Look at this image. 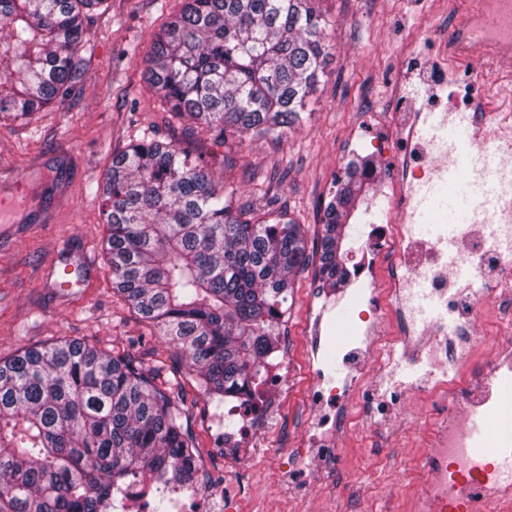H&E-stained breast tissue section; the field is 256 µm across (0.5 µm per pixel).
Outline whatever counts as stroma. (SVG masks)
Returning a JSON list of instances; mask_svg holds the SVG:
<instances>
[{
  "instance_id": "1",
  "label": "stroma",
  "mask_w": 512,
  "mask_h": 512,
  "mask_svg": "<svg viewBox=\"0 0 512 512\" xmlns=\"http://www.w3.org/2000/svg\"><path fill=\"white\" fill-rule=\"evenodd\" d=\"M182 0H108L93 16L80 52L83 78L59 102L27 124L0 123V171L21 181L14 212L0 220V358L60 339L109 352H128L157 369L195 446L203 478L237 490L236 512H402L419 475V458L443 415L429 399L410 398L388 425L350 408L334 463L311 467L316 442L308 404L305 336L312 307L329 303L338 326L357 322L359 309L343 289L323 286L314 268L296 274L277 326L288 343L290 373L277 429L259 427L246 459L217 455L209 433L214 400L198 388L187 363L115 294L106 267L98 183L115 153L149 137L172 141L221 168L253 211H286L315 238L329 197L359 153L400 139L378 92L393 85L426 126L451 112L512 107V78L499 62L474 53L448 55V36L464 21L462 0H319L333 50L319 75L300 126L279 140L214 144L188 121L174 118L145 80L150 37ZM473 69L472 78L464 70ZM82 263L84 286L58 288L64 264ZM310 469L314 487L300 495L295 473Z\"/></svg>"
}]
</instances>
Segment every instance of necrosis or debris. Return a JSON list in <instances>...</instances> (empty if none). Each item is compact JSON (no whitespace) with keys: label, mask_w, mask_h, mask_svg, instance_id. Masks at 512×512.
Instances as JSON below:
<instances>
[{"label":"necrosis or debris","mask_w":512,"mask_h":512,"mask_svg":"<svg viewBox=\"0 0 512 512\" xmlns=\"http://www.w3.org/2000/svg\"><path fill=\"white\" fill-rule=\"evenodd\" d=\"M468 119L475 161L464 179L475 194L467 216L449 225L446 213L433 217L430 237H418L410 221L415 195L439 178L444 160L455 159L457 141L426 137L425 157L397 164L394 206L372 227L362 248L366 260L352 264L349 278L358 287L351 302L366 311L359 331H347L341 354L365 351L373 356L371 375H348L345 384L312 378L308 397L315 404L341 401L346 389L372 396L385 394L403 404L419 394L438 405L452 404L424 451L420 476L408 497L409 512H512V348L498 347L472 363L476 324L482 306L512 305V136L500 115ZM479 273L494 269L490 280L458 289V268ZM398 313L403 337L381 330L387 313ZM268 392L259 408L244 395H231L227 410L213 417V439L224 448L244 450L259 425L280 420L279 405L288 388V360L266 361ZM158 490L168 512H232L233 491L220 486L187 487L156 477L152 487L125 485L112 494L113 512H153L150 490Z\"/></svg>","instance_id":"4bbe7bcc"}]
</instances>
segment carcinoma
<instances>
[{
    "label": "carcinoma",
    "mask_w": 512,
    "mask_h": 512,
    "mask_svg": "<svg viewBox=\"0 0 512 512\" xmlns=\"http://www.w3.org/2000/svg\"><path fill=\"white\" fill-rule=\"evenodd\" d=\"M106 0H0V122H24L79 77L90 16ZM331 53L315 0H183L151 37L152 90L222 144L282 137L302 121ZM351 164L322 217L321 281L345 283L348 216L366 183ZM97 193L112 288L173 345L203 392L264 381L272 310L313 262L303 225L246 217L225 178L177 143L142 138ZM181 414L129 355L78 340L0 360V512H101L111 492L167 471L190 482Z\"/></svg>",
    "instance_id": "carcinoma-1"
}]
</instances>
